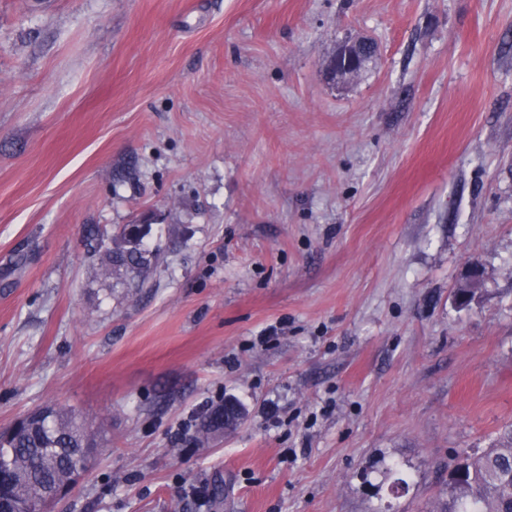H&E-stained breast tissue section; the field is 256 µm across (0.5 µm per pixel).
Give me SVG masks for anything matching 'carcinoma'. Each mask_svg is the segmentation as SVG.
Masks as SVG:
<instances>
[{"mask_svg":"<svg viewBox=\"0 0 512 512\" xmlns=\"http://www.w3.org/2000/svg\"><path fill=\"white\" fill-rule=\"evenodd\" d=\"M104 275L124 272L144 278L151 269L143 244L123 234L98 239ZM99 429L74 412L51 406L30 411L0 436V473L16 479L6 491L41 512L59 487L73 488L91 468L99 449ZM440 512H512V428L480 453L461 458L448 472V492Z\"/></svg>","mask_w":512,"mask_h":512,"instance_id":"1","label":"carcinoma"}]
</instances>
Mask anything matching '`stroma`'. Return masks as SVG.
<instances>
[{
  "instance_id": "obj_1",
  "label": "stroma",
  "mask_w": 512,
  "mask_h": 512,
  "mask_svg": "<svg viewBox=\"0 0 512 512\" xmlns=\"http://www.w3.org/2000/svg\"><path fill=\"white\" fill-rule=\"evenodd\" d=\"M46 406L104 437L56 512H438L512 426V0H0V430ZM142 239L131 243L126 235H102L98 239L97 252L101 253V271L104 275L123 271L133 278H144L151 269L150 260L143 250ZM143 250H142V249ZM146 251V250H145Z\"/></svg>"
}]
</instances>
